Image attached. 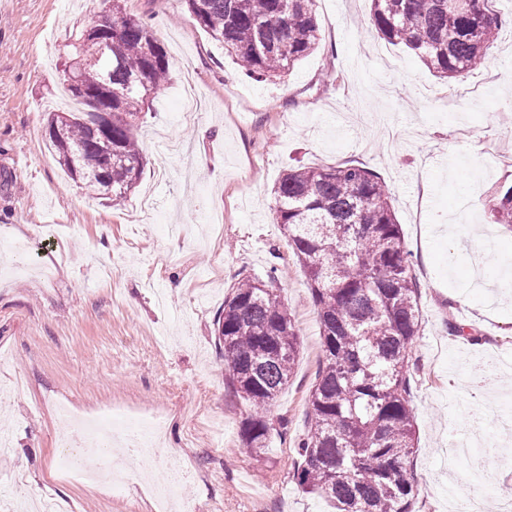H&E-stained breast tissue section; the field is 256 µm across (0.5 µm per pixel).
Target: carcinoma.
Returning <instances> with one entry per match:
<instances>
[{"instance_id":"1","label":"carcinoma","mask_w":512,"mask_h":512,"mask_svg":"<svg viewBox=\"0 0 512 512\" xmlns=\"http://www.w3.org/2000/svg\"><path fill=\"white\" fill-rule=\"evenodd\" d=\"M112 0V63L100 37L78 34L64 68L81 105L51 114L45 133L59 164L96 195L127 197L143 170L137 137L152 95L170 80L165 48L149 21ZM315 0H187L191 19L241 71L274 81L320 41ZM370 23L432 72L460 82L483 65L501 20L492 0H371ZM112 109L102 136L90 116ZM276 223L308 278L323 359L309 393V429L297 449L298 485L334 512H412L416 433L410 408L412 347L421 329L420 288L384 183L359 165L291 166L274 185ZM512 230V186L493 197ZM282 269L241 279L224 298L215 335L228 384L247 401L242 447L259 453L273 430L268 411L299 356L295 322L277 294Z\"/></svg>"}]
</instances>
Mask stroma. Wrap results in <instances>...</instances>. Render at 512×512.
Returning <instances> with one entry per match:
<instances>
[{
  "instance_id": "stroma-1",
  "label": "stroma",
  "mask_w": 512,
  "mask_h": 512,
  "mask_svg": "<svg viewBox=\"0 0 512 512\" xmlns=\"http://www.w3.org/2000/svg\"><path fill=\"white\" fill-rule=\"evenodd\" d=\"M110 0H0V512L39 496L62 512H152L140 486L165 483L196 512H331L292 478L322 362L307 279L275 220L272 188L291 165H359L386 185L421 291L412 355L417 431L412 512H459L486 492L507 503L512 436L496 417L472 466L449 472L445 450L482 400H512V295L467 285L468 259L493 242L488 277L512 269V231L488 193L512 185L498 155L512 151V0L484 65L448 84L369 21L371 0H316L322 41L285 80L258 82L189 16L186 0H127L150 17L171 79L145 117L143 174L119 203L90 195L59 167L45 138L48 101L76 33ZM206 167H199L198 158ZM287 268L279 294L298 330L293 376L271 406L288 425L248 454V404L227 384L214 323L244 276ZM472 324L482 340L450 335ZM165 417L149 476L101 492L57 474L58 406Z\"/></svg>"
}]
</instances>
